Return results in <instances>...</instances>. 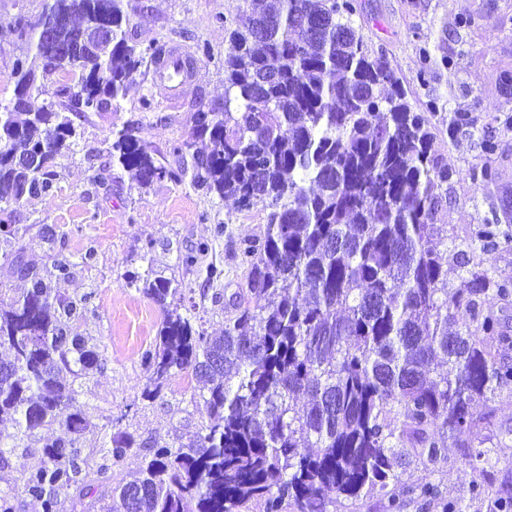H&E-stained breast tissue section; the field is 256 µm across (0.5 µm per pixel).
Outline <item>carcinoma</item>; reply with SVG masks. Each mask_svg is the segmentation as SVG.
<instances>
[{
    "label": "carcinoma",
    "mask_w": 512,
    "mask_h": 512,
    "mask_svg": "<svg viewBox=\"0 0 512 512\" xmlns=\"http://www.w3.org/2000/svg\"><path fill=\"white\" fill-rule=\"evenodd\" d=\"M103 1L112 36L77 42L74 29H97ZM42 2L15 21L10 79L24 87L25 105L0 102V187L11 191L0 195V245L23 279L31 267L9 224L14 207L53 190L56 160L88 115L118 107L139 67L165 55L158 43L132 41L124 0ZM244 2L224 53V108L192 114L195 134L208 140L205 166L194 157L169 170L136 129L110 132V163L139 187L188 176L242 210L262 206L267 222L262 238L235 244L245 286L230 296L222 336L168 302L182 287L176 277L151 267L128 277L162 313L141 355L142 398L156 400L178 377L202 382L193 402L204 424L177 447L112 433L104 458L116 463L140 446L145 454L137 476L112 487L109 512H241L252 499L266 512H328L330 494L353 504L375 492L387 496V512H401L392 493L405 484L399 466L442 463L448 444L436 431L484 456L474 449L472 405L512 390V361L497 353L512 336L483 302L491 292L509 299L512 283L472 267L448 284V231L434 214L450 173L434 153L427 113L411 106L388 59L354 26L353 0ZM60 16L72 27L41 39L37 26ZM62 45L78 79L50 97ZM53 132L36 166L13 161ZM499 235L496 224L472 231L486 252ZM94 255L92 247L77 262L56 254L25 292L0 296V345L11 351L0 413L14 415L12 447L40 445L36 464L0 492V512H16L23 497L58 512L61 496L90 491L77 437L91 421L58 377L62 365L79 377L97 364L91 337L71 325L87 299L58 297L52 281ZM436 362L446 368L432 374ZM300 391L309 404L298 405ZM53 424L73 437L37 439Z\"/></svg>",
    "instance_id": "obj_1"
}]
</instances>
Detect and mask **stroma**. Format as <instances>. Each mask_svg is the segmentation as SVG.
Here are the masks:
<instances>
[{
  "instance_id": "1",
  "label": "stroma",
  "mask_w": 512,
  "mask_h": 512,
  "mask_svg": "<svg viewBox=\"0 0 512 512\" xmlns=\"http://www.w3.org/2000/svg\"><path fill=\"white\" fill-rule=\"evenodd\" d=\"M243 0H128L129 28L137 44L159 42L184 48L194 58L188 92L169 103L152 82L151 66H142L116 111L83 123L82 135L55 168L54 191L14 209L11 221L22 228L23 259L31 266H51L54 253L78 256L87 247L96 255L78 266L69 279L56 281L65 298L88 297L77 320L80 332L94 339L98 367L76 378L62 370V379L77 392L76 399L93 422L79 446L92 467L96 495L106 494L138 466L142 451L129 449L117 465H104L101 448L113 432L126 430L139 440L173 445L187 442L203 419L193 404L197 382L178 380L161 398L147 401L141 392L147 372L141 354L161 321L151 299L127 287V271L147 267L175 270L181 281L182 314L196 316L210 333L224 329L229 296L244 278L234 257L242 236L261 235L266 213L262 207L239 209L232 200L195 189L189 181L163 179L138 189L122 169L104 170L109 130L132 126L170 169L183 164L175 146L193 138L191 115L199 107L224 104V51L236 25ZM355 26L368 46L384 54L409 91L417 110L434 106L431 116L434 148L451 179L435 215L448 229V280L457 283L462 263L488 270L499 281H512V241H500L490 252L473 241L480 224H497L512 232V85L499 82L512 68V0H355ZM40 0H0V100H9V79L17 35L16 18L36 13ZM150 108H142V98ZM469 117L456 128V113ZM497 144L494 153L485 141ZM496 170L494 180H472L483 166ZM51 225L60 236L48 248L40 225ZM223 236H216V225ZM208 244V261L224 270L219 282H209L203 267H185L182 260ZM478 437L487 452V469L494 474L483 498L471 499L477 473L463 450L449 445L447 459L429 472L418 462L404 467L409 484L432 485L434 497L405 499L404 512H443L444 506L464 504L467 512H499L502 498L512 495V392L493 405Z\"/></svg>"
}]
</instances>
